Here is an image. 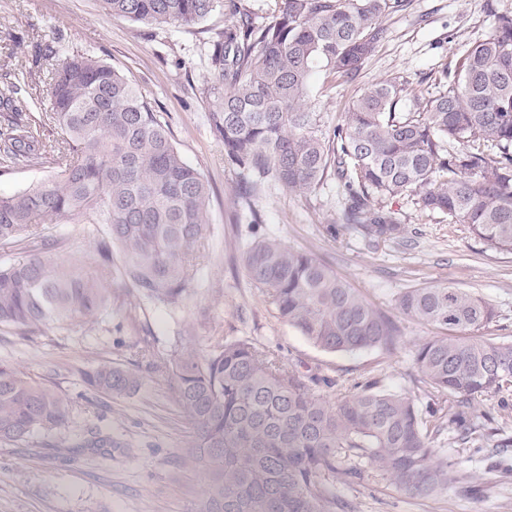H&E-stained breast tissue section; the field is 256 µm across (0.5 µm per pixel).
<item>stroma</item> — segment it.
<instances>
[{
	"instance_id": "stroma-1",
	"label": "stroma",
	"mask_w": 512,
	"mask_h": 512,
	"mask_svg": "<svg viewBox=\"0 0 512 512\" xmlns=\"http://www.w3.org/2000/svg\"><path fill=\"white\" fill-rule=\"evenodd\" d=\"M498 12L512 14V0H408L386 16L387 35L356 81L343 82L324 66L314 69L308 104L330 128L370 82L401 77L425 96H439L448 88L443 69L489 34ZM224 21L218 9L191 27H157L103 14L96 0H0V73L25 67L34 95L46 97L39 58L50 44L64 57L94 54L131 78L169 123L185 161L209 182L214 228L193 254L195 275L178 309L132 307L116 281L114 300L95 323L55 328L32 341L0 330V360L36 381L54 382L71 402L69 424L60 432L0 442V512H194L203 472L184 456L192 427L167 384L169 338L178 317L199 322L204 349L215 336L246 337L277 349L284 364L302 373L319 365L340 381L369 377L383 389L411 388L415 345L441 335V328L403 317V342L395 353L324 352L281 321L248 284L239 257L254 238H275L313 255L389 314L405 288L453 283L494 306L497 316L482 328L483 336L512 340V253L420 210L413 198L387 200L406 232L378 243L345 221L344 188L332 173L311 190L272 184L251 202L241 199L238 177L206 119L210 57ZM146 343L151 355L144 359L139 349ZM103 359L128 367L147 363L144 385L124 399L90 390L82 374ZM92 429L112 436L114 447L104 453L83 447ZM438 451L474 475L472 490L410 497L370 470L362 483L336 493L354 512H512V448L494 455L449 440Z\"/></svg>"
}]
</instances>
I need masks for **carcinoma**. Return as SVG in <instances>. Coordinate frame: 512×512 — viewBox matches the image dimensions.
<instances>
[{
	"mask_svg": "<svg viewBox=\"0 0 512 512\" xmlns=\"http://www.w3.org/2000/svg\"><path fill=\"white\" fill-rule=\"evenodd\" d=\"M112 16L191 27L222 3L227 24L214 44L209 119L243 197L265 184L310 190L333 171L347 220L377 240L404 227L383 199L407 193L421 208L465 225L490 247L512 251V14L457 60L447 92L418 94L386 79L364 87L342 123L323 130L306 106L318 64L354 80L386 37L384 18L408 0H280L257 27L242 0H97ZM23 70L0 88V168L46 166L51 175L0 197V242L28 253L0 260V329L32 340L67 322H95L112 305V279L137 303L177 307L193 278L190 256L212 235L209 187L186 163L168 125L127 76L76 52L52 72L50 111ZM51 128L52 137L45 135ZM38 224H83L86 247L64 263L59 240ZM245 276L281 319L328 353L401 343L398 323L313 256L269 238L241 253ZM395 309L452 331L417 345L416 389L440 399L425 415L409 390L377 381L346 388L304 375L249 339L197 347L199 325L173 337L168 383L193 428L185 457L202 466L195 512H336V487L375 468L399 492L429 497L468 489L473 475L430 447L445 430L466 448H511L512 437L472 401L512 394V342L476 335L491 303L451 284L404 289ZM136 369L101 360L84 382L109 398L139 391ZM70 401L0 362V440L20 442L66 428Z\"/></svg>",
	"mask_w": 512,
	"mask_h": 512,
	"instance_id": "obj_1",
	"label": "carcinoma"
}]
</instances>
